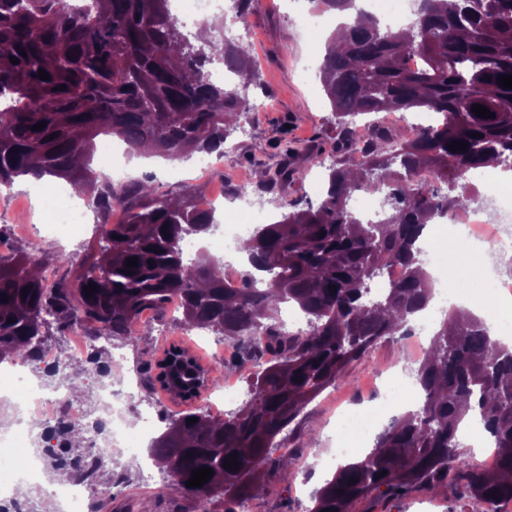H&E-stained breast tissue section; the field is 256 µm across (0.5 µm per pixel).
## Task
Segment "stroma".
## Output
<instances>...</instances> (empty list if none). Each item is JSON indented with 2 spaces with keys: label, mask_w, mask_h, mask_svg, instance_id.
<instances>
[{
  "label": "stroma",
  "mask_w": 512,
  "mask_h": 512,
  "mask_svg": "<svg viewBox=\"0 0 512 512\" xmlns=\"http://www.w3.org/2000/svg\"><path fill=\"white\" fill-rule=\"evenodd\" d=\"M301 14L313 16L310 0H254L251 5L247 21L258 36L251 48L259 68L247 93L252 99L266 101L267 106L264 111L239 116V131L245 128L249 134L244 138L239 132L232 135L235 150L225 155L222 170L198 180L194 177L195 160H168L157 165L135 166L132 177H152L157 194L177 199L205 194L220 186L228 190L243 187L252 191L255 207L270 221L277 210L269 195L256 194V183L263 171H273L281 165L282 147L288 144L319 150L323 164L304 170L283 188V195L302 204L318 202L326 168L333 161L329 143L334 137V118L317 73L310 70L308 64L311 58L323 57L330 32L295 25V17ZM44 201V195L34 190L32 180L20 179L12 186H0V210L11 213L13 223H41ZM84 222L83 231L69 236L56 237L43 232L36 236L39 247L48 254L62 253L68 257V264L57 266L58 275L67 273L69 263H81L96 240L92 210H85ZM150 320L151 327L139 330L136 346L113 341L114 365L110 379L113 389L119 391L124 389L131 372H138L140 379L145 380L139 399L155 406L159 412L155 433H162L167 418L179 410L167 394L148 383L168 343H183L201 357L203 364L223 365L228 378L239 376L243 371L256 372L262 365L261 360L246 359L238 344L201 330H183L169 313L152 312ZM157 324L166 326L167 338L155 335L153 327ZM408 349L403 336L397 335L380 342L362 360L351 363L336 384L337 401L359 399L364 408H372L374 402L367 397L371 379L387 367L405 366ZM329 419L326 408L316 399L300 412L288 435L295 463L293 467L280 468L275 461H268L265 466L268 480L264 488L251 497V512H309L313 506V491L332 476L331 470L311 468L312 452L326 451L329 446L327 437L332 433ZM150 443V438H143L138 455L117 452L106 459V470L128 473L129 480L123 491L113 498L111 506L102 507L101 512H141L145 507L151 512H192L193 499L172 493V477L165 468L154 466V481H143L140 458L147 455ZM478 463L471 448L463 447L448 473L446 486L417 488L401 496L374 494L354 503L351 512H471L473 501L463 493L462 476Z\"/></svg>",
  "instance_id": "stroma-1"
}]
</instances>
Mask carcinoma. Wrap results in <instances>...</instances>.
<instances>
[{
	"label": "carcinoma",
	"instance_id": "obj_1",
	"mask_svg": "<svg viewBox=\"0 0 512 512\" xmlns=\"http://www.w3.org/2000/svg\"><path fill=\"white\" fill-rule=\"evenodd\" d=\"M413 51L425 60L417 71L405 66ZM215 62L235 76L257 71L243 43H197L170 0H82L74 9L63 0H0V186L26 176L65 179L103 226L75 276L51 289L40 281V248L29 244L8 261L0 257V295H7L0 302V363L34 360L52 325L64 330L75 320L94 339L105 334L134 346L132 323L140 313L180 298L186 327L274 356L250 378L245 404L222 418L189 405L201 388L224 383L223 366L205 367L172 343L151 380L187 409L154 438L150 456L172 474L177 493L200 498L222 491L230 502L263 486L272 440L311 400L429 306L434 286L419 240L437 217L484 196L468 175L489 158L512 169V90L499 85V76H512V0H417L413 20L398 30L360 10L354 25L330 35L318 71L336 120L335 161L318 204L283 199L275 221L250 236V270L239 288L224 286L220 260L206 253L184 259L186 240L217 230L215 213L196 210L191 195L173 204L146 179L115 188L91 167L101 135L118 138L128 154L146 144L175 159L224 153L250 105L247 84L220 86L205 76ZM41 69L50 80L38 77ZM475 104L493 116H476ZM411 109L442 119L415 125L410 140L393 129L364 143L355 139L350 118ZM40 122L45 128L32 129ZM456 141L468 149L448 150ZM285 157L291 162L264 173L262 186L292 181L296 160L321 164L311 149H288ZM414 170L429 177L413 183ZM357 191L384 195L383 220L365 224L353 213L349 201ZM115 207L125 212L118 224L111 221ZM131 256L138 263L128 269ZM392 264L403 268L402 280L372 297L373 283ZM91 282L97 291L88 296ZM284 303L304 314L308 331L287 335L278 328ZM170 359L186 363L189 394L166 382ZM41 377L70 392L80 387L73 371L43 369ZM415 377L421 405L393 419L364 457L338 465L316 490L310 512H350L372 493L447 485L461 454V424L473 410L495 439L498 465L467 470V496L486 505L512 500V348L492 339L483 318L453 309L431 336ZM191 417L197 422L187 423ZM47 432L61 453L44 456V463L73 477L85 448L84 438H75L80 427L62 419ZM235 452L239 468L223 467ZM201 466L213 470L211 479L187 487ZM82 475L112 486L102 458Z\"/></svg>",
	"mask_w": 512,
	"mask_h": 512
}]
</instances>
